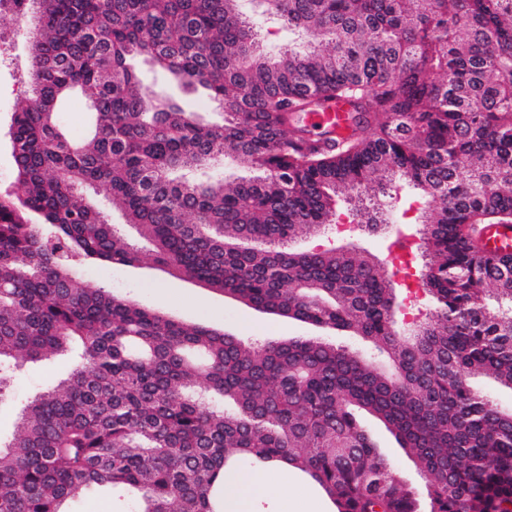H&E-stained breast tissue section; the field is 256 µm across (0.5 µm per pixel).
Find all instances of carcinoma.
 I'll list each match as a JSON object with an SVG mask.
<instances>
[{
	"mask_svg": "<svg viewBox=\"0 0 512 512\" xmlns=\"http://www.w3.org/2000/svg\"><path fill=\"white\" fill-rule=\"evenodd\" d=\"M304 46L267 50L243 0H27L28 90L0 195V396L24 361L72 360L0 439V512H66L94 486L120 512H224L228 465L286 464L336 512H512V0H253ZM145 56L207 123L147 90ZM90 106L76 137L61 114ZM344 100L347 134L303 115ZM229 159L252 174L225 181ZM108 191L137 239L89 200ZM406 245L388 260L299 238L340 223ZM155 267L265 314L347 332L247 343L87 281L94 263ZM436 302L399 328L403 291ZM426 478L392 473L359 414ZM189 106L208 122H220L222 109L217 103L201 92L183 95Z\"/></svg>",
	"mask_w": 512,
	"mask_h": 512,
	"instance_id": "obj_1",
	"label": "carcinoma"
}]
</instances>
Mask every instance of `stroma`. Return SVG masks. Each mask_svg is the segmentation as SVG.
<instances>
[{
    "mask_svg": "<svg viewBox=\"0 0 512 512\" xmlns=\"http://www.w3.org/2000/svg\"><path fill=\"white\" fill-rule=\"evenodd\" d=\"M8 58L0 65V192L10 189L14 181V163L11 149L3 131L7 129L18 99L27 90L25 74L29 64L28 39L19 34L7 47ZM86 279L114 293L127 296L143 305L170 312L187 321H201L226 333L243 339H289L322 335L323 339L341 341L336 331L317 332L316 328L274 315L256 312L243 304L212 292L209 289L183 282L156 270L151 260L141 265H88L83 269ZM72 369L69 360L25 363L0 396V438L14 434L20 409L26 400L57 380L66 377ZM365 427L377 443L380 453L388 460L393 474L415 488H423L424 479L395 438L372 419H365ZM256 512H335L318 484L309 476L291 471L288 494L271 490L255 507Z\"/></svg>",
    "mask_w": 512,
    "mask_h": 512,
    "instance_id": "1",
    "label": "stroma"
}]
</instances>
